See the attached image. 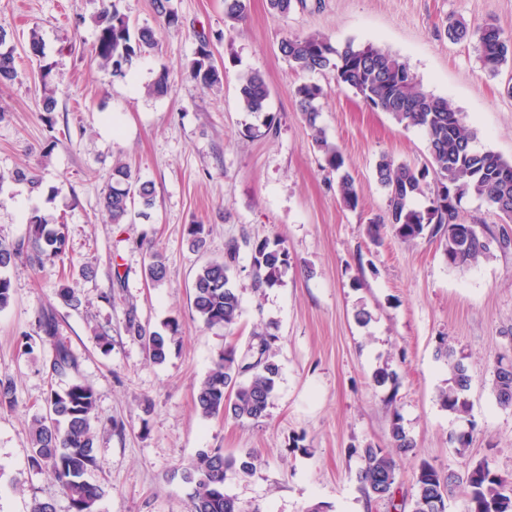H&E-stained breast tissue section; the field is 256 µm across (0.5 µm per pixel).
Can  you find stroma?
<instances>
[{
	"label": "stroma",
	"mask_w": 512,
	"mask_h": 512,
	"mask_svg": "<svg viewBox=\"0 0 512 512\" xmlns=\"http://www.w3.org/2000/svg\"><path fill=\"white\" fill-rule=\"evenodd\" d=\"M183 23L161 29L151 0H121L139 26L160 28L158 50L120 78L90 57L92 21L102 0H0V27L15 47L19 76L0 87V241L25 237L32 212L66 227L63 255L47 271L17 263L9 272L11 299L0 309V378L11 379L12 407H0V512H31L50 500L68 501L29 463L30 427L44 412L49 390L73 381L91 386L99 419L90 482L104 495L98 512H189L183 470L205 448L259 463L251 476L228 473L226 493L245 512H411L420 461L464 470L489 460L512 476V409L497 405L489 367L512 350V248L492 247L488 259L460 271L449 267L439 239L401 242L378 226L385 194L375 177L381 155L419 169L428 164L426 139L385 112L367 107L331 75L296 72L281 56V39L319 32L341 44H374L404 59L421 87L448 99L477 132V149L512 160V62L497 75L482 68L474 42H451L448 16L487 20L512 32V0H306L285 16L267 0H247L236 27L224 24V0H173ZM45 43L43 61L27 56L31 30ZM215 40L224 72L220 86L203 89L187 67L200 35ZM52 67L56 112L45 113L37 83L40 64ZM260 71L270 89L269 114L244 112L241 76ZM167 73V94L149 86ZM315 82L327 92L320 124L341 151L359 195L344 207L299 112L294 89ZM153 182L149 217L112 223L100 204L114 161ZM31 170L35 182L15 179ZM209 231L204 251H190L187 227ZM378 236H371V229ZM281 240L290 267L275 286L255 289L253 242ZM243 247L232 282L241 315L229 330L207 328L191 309L198 266L224 255L228 240ZM166 266L162 282L145 267L153 255ZM91 268L93 277L82 274ZM73 288L82 305L64 307L56 293ZM53 309L59 337L77 359L75 371L49 374L47 348L35 334L40 308ZM371 314L366 325L358 310ZM146 328L178 319L180 341L165 363H154L125 331L128 313ZM107 332L101 346L98 332ZM276 337L279 376L267 415L259 422L202 418L197 384L221 350H246L253 332ZM34 337L24 351L23 334ZM448 340L471 376L469 411L441 407L448 367L437 354ZM387 367L396 384H378ZM400 421L415 448L399 461L392 500H367L358 479L361 450H390ZM470 433L468 458L452 438Z\"/></svg>",
	"instance_id": "obj_1"
}]
</instances>
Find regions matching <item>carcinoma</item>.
Listing matches in <instances>:
<instances>
[{
	"label": "carcinoma",
	"instance_id": "carcinoma-1",
	"mask_svg": "<svg viewBox=\"0 0 512 512\" xmlns=\"http://www.w3.org/2000/svg\"><path fill=\"white\" fill-rule=\"evenodd\" d=\"M156 16L168 28L182 25V17L172 0H152ZM246 12V0H224V22L234 25ZM96 39L92 53L99 65L112 75L125 77L139 59L159 46L158 32L149 27L133 28L117 3L104 5L95 18ZM454 41L477 39L479 59L491 75L512 59V34H507L493 21L472 26L461 19H451L446 26ZM279 51L290 67L302 73H331L336 83L346 85L374 110L389 113L405 128L423 130L430 155L429 165L415 170L383 155L376 164V178L385 192V215L382 223L404 243H412L428 234L443 244L448 266L465 269L490 254L484 235L478 232L458 235L455 229L467 230L460 213L461 201L475 196L493 209L505 222H512V161L491 151L474 147L476 131L462 113L442 97L424 91L400 57L373 45L357 46L352 41L333 44L319 33L283 38ZM192 80L203 88L220 85L223 72L215 64L209 38L199 37L195 57L189 65ZM18 77L15 48L0 45V86ZM42 85V110L57 109L56 89L52 85L51 67L39 72ZM270 96L263 74L252 71L241 78L238 97L241 108L251 114L267 112ZM294 96L299 111L314 132V142L324 155L327 168L339 179V191L345 207L354 209L359 195L352 176L344 171L345 161L335 144L328 141L318 120L320 100L326 96L316 83H302ZM432 181H427V178ZM430 193L425 209L414 206L417 196ZM112 223L128 221L135 205L138 215L148 217L155 204V186L132 176L130 168L117 161L112 165L102 200ZM66 226L51 224L33 213L28 221L27 238L14 243L0 242V308L11 299L8 271L17 261L26 260L43 270L64 252ZM189 249L201 251L206 242L202 224L187 229ZM240 246L230 240L224 247V258L211 259L196 270L192 282V309L209 328H230L240 316V298L231 285V268L237 262ZM254 285L270 288L277 284L290 266L289 252L283 243L268 239L251 249ZM38 331L50 342L49 368L56 375H66L75 368L71 349L56 336L53 310L43 309L38 316ZM167 333L148 331L129 312L125 330L141 340L155 363L166 360L172 346L179 341V324L166 323ZM255 344L246 354L237 356L236 347L220 352L211 372L199 383L194 395L196 411L204 418L222 416L236 421H257L266 415L272 399L279 366L270 350L276 338L268 332H256ZM437 355L449 368L448 387L442 389L438 401L448 412L468 413L467 392L470 375L463 359L456 357L453 346L441 342ZM490 373L497 404L512 407V355H500ZM93 388L79 381L65 390H50L46 397V413L34 418L30 434V462L36 470L58 486L69 502V512H97L102 489L85 479L95 465L93 421L97 418ZM392 447L399 453L414 448L399 422H392ZM363 465L359 472L361 489L368 500H391L397 477V460L391 453L370 445L362 449ZM258 456L246 452L227 457L220 448L200 450L185 479L191 485V512H245L238 500L224 492V477L229 470L250 475L256 470ZM464 486L468 512H512V480L495 472L486 460L467 465L464 473L441 472L433 464H418L412 512H447L448 485Z\"/></svg>",
	"mask_w": 512,
	"mask_h": 512
}]
</instances>
